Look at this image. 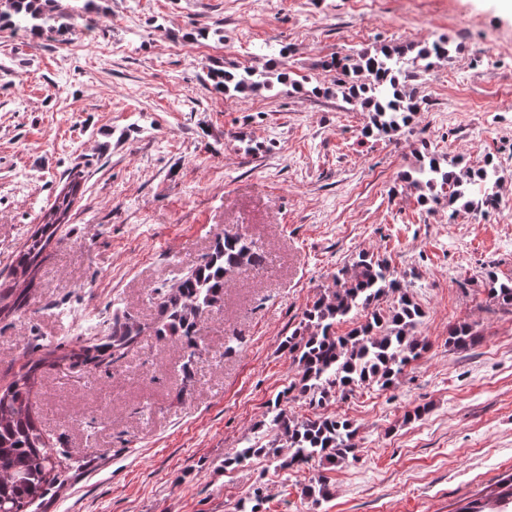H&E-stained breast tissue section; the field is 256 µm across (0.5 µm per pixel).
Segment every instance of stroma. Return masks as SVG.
<instances>
[{"instance_id": "35a3bbf8", "label": "stroma", "mask_w": 512, "mask_h": 512, "mask_svg": "<svg viewBox=\"0 0 512 512\" xmlns=\"http://www.w3.org/2000/svg\"><path fill=\"white\" fill-rule=\"evenodd\" d=\"M97 28L68 39L0 29V269L80 176L84 193L21 310L0 316V385L47 346L128 313L151 325L153 287L218 237L265 255L233 275L199 326V354L144 332L114 366L46 368L36 406L74 466L29 512H455L512 473V311L487 272L512 278V11L502 0H97ZM450 39L409 81L420 108L394 135L314 94L333 56ZM287 48L300 88L223 94L206 67L267 70ZM498 165L497 204L449 220L402 171L419 156ZM362 250L388 261L424 316L428 348L386 390L357 388L295 416L343 417L359 451L288 471L259 456L275 399L297 375L281 343ZM468 323L479 340L448 347ZM233 352H226L228 336ZM325 479L329 496H304ZM262 500H254V490ZM485 281L489 302L503 307H512V280L500 282L490 271L487 272Z\"/></svg>"}]
</instances>
